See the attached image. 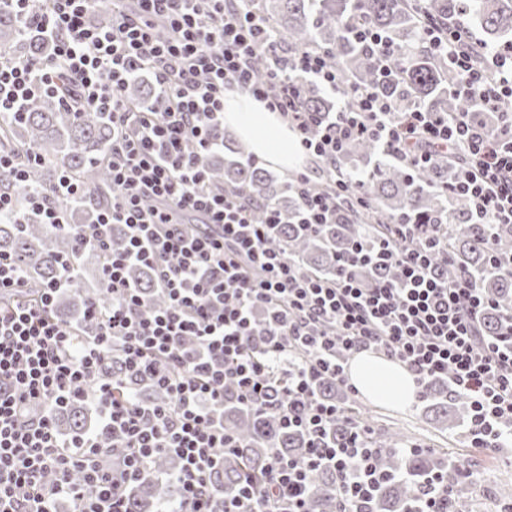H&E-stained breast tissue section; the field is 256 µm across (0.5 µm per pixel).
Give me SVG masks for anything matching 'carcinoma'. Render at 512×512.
Here are the masks:
<instances>
[{
	"instance_id": "obj_1",
	"label": "carcinoma",
	"mask_w": 512,
	"mask_h": 512,
	"mask_svg": "<svg viewBox=\"0 0 512 512\" xmlns=\"http://www.w3.org/2000/svg\"><path fill=\"white\" fill-rule=\"evenodd\" d=\"M252 7L263 15L289 55L310 47L325 51L345 86L370 89L391 101L400 112L419 106L449 118L467 109L484 125L494 122L492 114L481 111L478 101L462 104L456 94V73L432 48L425 30L462 22L468 27L478 26L487 36V46H502L504 38L512 36V0H256ZM359 27L391 44L392 52L385 59L384 69L377 66L378 50L355 37ZM2 46L11 51V56L23 59L46 58L53 52L52 44L38 33L20 34L15 17L7 11L0 13ZM145 74L143 69L135 71L124 86L122 97L157 108L159 100ZM304 92L310 111L333 110L315 84H305ZM0 136L23 164L28 151L39 155V162L27 167V189L50 192L65 175L89 189L81 202L58 201L66 212L78 216V221L59 228L37 223L25 213L24 200H19L20 220L0 222V252L12 258L29 289L40 288L57 277L61 258H70L74 280L57 297L52 314L75 326L83 336H94L100 331V320L86 318L85 312L94 301L106 305L108 295L101 281L87 278L85 264L80 260L86 248L79 234L93 226L97 208L111 199L105 158L112 145V125L97 112H76L56 97L43 96L32 101L21 115L3 118ZM232 153L233 157L226 158L221 150L214 149L199 152L196 158L213 182L234 184L254 201L270 204L288 215V223L276 227L269 246L283 252L302 272L335 276L336 259L354 239L370 236L400 216H411L424 223L442 225L445 243L432 257L437 271L448 275L450 253L457 266L477 277L479 287L499 306L512 307V273L491 270L487 245L492 234L497 250L511 252L512 225L477 224L463 196L446 194L444 186L454 176L453 164L436 162L410 169L389 161L378 143L356 140L336 159V173L363 180L369 207L351 209L344 204L336 210V223L306 233L295 223L297 201L289 183L258 167L250 159L247 145H239ZM130 275L142 288L143 309L155 310L165 305L166 298L145 271L136 267ZM482 326L487 336L501 333L504 324L500 311L486 312ZM134 388L138 395H147L157 404L166 401L165 393L146 381ZM317 390L322 398L344 409L350 404V398L338 390L333 380L320 381ZM426 408L439 428L448 430L461 426L470 412L468 399L448 394L441 381L429 390ZM54 419L67 439L83 436L96 424V415L78 399L57 407ZM353 423L355 419L347 415L336 420L328 426V436L336 444H343ZM224 429L236 434L243 447L224 455V461L210 477L213 498L218 502L238 494L247 476L261 482L269 451L276 449L299 460L306 458L307 437L283 428L274 415H258L228 404L224 408ZM371 441L381 449L377 457L379 467L391 476L375 494L372 512H415L417 490L439 474L447 476L450 492L438 500L437 512H456L458 503L469 496L472 481L461 479L464 466L460 462L423 448H406L396 433L373 436ZM178 469L179 462L174 456H156L149 472L124 494L126 512L176 509L178 493L173 476ZM335 489L334 472H316L308 489V512H336L339 504Z\"/></svg>"
}]
</instances>
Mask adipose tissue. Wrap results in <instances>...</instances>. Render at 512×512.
<instances>
[{"instance_id": "obj_1", "label": "adipose tissue", "mask_w": 512, "mask_h": 512, "mask_svg": "<svg viewBox=\"0 0 512 512\" xmlns=\"http://www.w3.org/2000/svg\"><path fill=\"white\" fill-rule=\"evenodd\" d=\"M224 122L249 143L257 157L283 168L299 165L298 154L269 148L265 133L273 132L285 139L290 132L275 114L266 112L253 99L237 93L227 94ZM348 376L364 397L378 404L406 408L416 398L415 380L407 367L379 354L366 350L357 352L349 363Z\"/></svg>"}]
</instances>
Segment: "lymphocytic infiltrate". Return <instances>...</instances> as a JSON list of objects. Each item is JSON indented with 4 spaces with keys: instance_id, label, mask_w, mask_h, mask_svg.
<instances>
[{
    "instance_id": "f902f5d3",
    "label": "lymphocytic infiltrate",
    "mask_w": 512,
    "mask_h": 512,
    "mask_svg": "<svg viewBox=\"0 0 512 512\" xmlns=\"http://www.w3.org/2000/svg\"><path fill=\"white\" fill-rule=\"evenodd\" d=\"M22 31L53 42V54L37 61L0 62V118L22 112L32 98L59 96L60 78L75 79L81 105L104 113L112 125L108 155L112 201L97 213L84 242L105 249L113 225L127 246L103 269L110 297L98 335L76 342L69 324L50 308L55 293L72 283V269L35 295L0 305V512H56L71 500L74 512H124L123 492L164 451L182 467L175 476L177 512H305L311 476L336 472V498L360 505L382 479L378 453L366 427L353 425L344 445L326 441L328 425L342 415L316 387L331 377L345 382L343 354L374 348L405 364L419 390L447 377L470 401V435L479 448L512 445V310L506 335L487 339L482 316L492 301L469 276L441 278L431 270L440 244L437 225L397 221L390 236L356 240L338 258L327 282L298 273L267 239L280 224L265 206V220L240 195L212 185L196 152L217 147L224 127V94L252 96L284 118L300 147L324 165L330 188L297 174L301 221L310 230L333 223L338 199L368 203L361 180L336 175V159L357 139L373 140L410 167L459 161L448 194L465 195L482 224H512V49L473 42L464 28H433L430 42L459 76L457 92L498 115L489 128L469 112L442 121L420 107L396 111L376 93L340 88L339 77L317 49L286 58L267 22L247 0H112V20H94L96 0H0ZM168 37H160L159 27ZM270 62L266 77L253 67L257 54ZM482 66H474V55ZM154 78L166 111L133 106L121 89L135 65ZM340 93L344 106L324 114L307 109L304 82ZM86 189L65 176L53 195L30 192L28 212L38 223L65 224L57 197L83 199ZM397 265L400 278L362 287L358 270L378 260ZM146 267L166 293L165 309L142 310L141 291L127 277L130 265ZM265 309L264 325L255 321ZM197 343L194 356L183 337ZM120 354L123 375L146 378L168 395L157 405L118 392L101 368ZM233 393H225L226 383ZM91 403L125 449L123 464L102 467L108 453L95 433L68 440L52 411L72 399ZM275 414L308 435L304 461L271 451L263 482L245 481L233 499L216 503L209 478L220 455L240 442L224 429L228 402ZM81 481H74L73 471Z\"/></svg>"
}]
</instances>
